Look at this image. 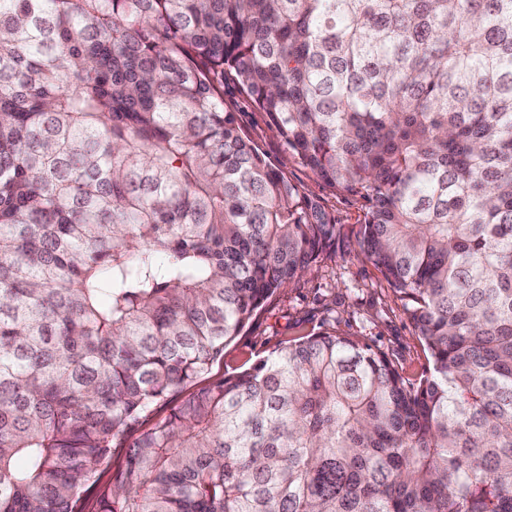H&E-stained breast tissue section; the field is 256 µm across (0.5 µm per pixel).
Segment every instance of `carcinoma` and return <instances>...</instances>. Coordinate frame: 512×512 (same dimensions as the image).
<instances>
[{
  "label": "carcinoma",
  "mask_w": 512,
  "mask_h": 512,
  "mask_svg": "<svg viewBox=\"0 0 512 512\" xmlns=\"http://www.w3.org/2000/svg\"><path fill=\"white\" fill-rule=\"evenodd\" d=\"M226 74L365 201L419 382L324 333L195 388L343 234ZM124 447L99 512H512V0H0V512Z\"/></svg>",
  "instance_id": "cac0c4a2"
}]
</instances>
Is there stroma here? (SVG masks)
<instances>
[{
    "instance_id": "1",
    "label": "stroma",
    "mask_w": 512,
    "mask_h": 512,
    "mask_svg": "<svg viewBox=\"0 0 512 512\" xmlns=\"http://www.w3.org/2000/svg\"><path fill=\"white\" fill-rule=\"evenodd\" d=\"M224 108L236 113L244 133L275 163H284L292 185L316 201L344 236L327 247L299 282L267 301L224 348L206 382L252 364L300 336L333 333L369 344L410 380H418L427 357L402 301L380 270L360 252L353 235L363 218L362 199L340 194L289 157L286 144L269 127L233 76L224 78Z\"/></svg>"
}]
</instances>
